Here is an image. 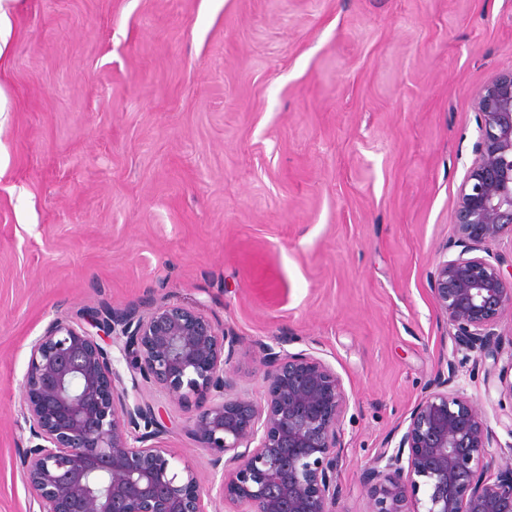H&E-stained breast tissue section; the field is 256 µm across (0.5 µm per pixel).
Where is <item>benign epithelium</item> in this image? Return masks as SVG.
<instances>
[{
	"instance_id": "1",
	"label": "benign epithelium",
	"mask_w": 512,
	"mask_h": 512,
	"mask_svg": "<svg viewBox=\"0 0 512 512\" xmlns=\"http://www.w3.org/2000/svg\"><path fill=\"white\" fill-rule=\"evenodd\" d=\"M475 109L477 158L455 213L461 250L438 262L433 292L456 349L475 353L478 368L512 307V272L488 249L512 234V70L485 86ZM88 324L58 317L30 349L21 383L29 446L15 466L38 512H208L196 471L176 469L172 449L148 443L160 432L158 412L122 388L114 346L132 381L194 407L189 431L223 465L217 494L234 512H334L348 397L328 362L261 344V405L228 397L238 336L193 308L103 307ZM457 379L450 361L368 463L371 512H512V459L489 473L486 415Z\"/></svg>"
}]
</instances>
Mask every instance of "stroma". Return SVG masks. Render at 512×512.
I'll list each match as a JSON object with an SVG mask.
<instances>
[{"mask_svg":"<svg viewBox=\"0 0 512 512\" xmlns=\"http://www.w3.org/2000/svg\"><path fill=\"white\" fill-rule=\"evenodd\" d=\"M0 117V512H36L13 466L21 383L54 318L193 307L239 344L324 359L349 399L335 512H370L368 462L448 362L512 458L498 358L471 376L432 291L458 254L474 103L512 69V0H27ZM160 441L219 476L190 407L140 382Z\"/></svg>","mask_w":512,"mask_h":512,"instance_id":"obj_1","label":"stroma"}]
</instances>
